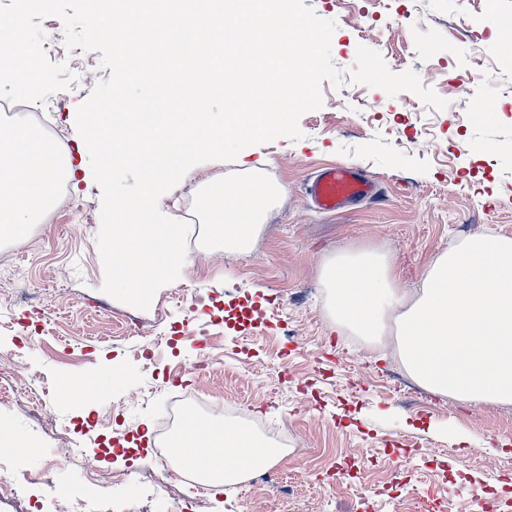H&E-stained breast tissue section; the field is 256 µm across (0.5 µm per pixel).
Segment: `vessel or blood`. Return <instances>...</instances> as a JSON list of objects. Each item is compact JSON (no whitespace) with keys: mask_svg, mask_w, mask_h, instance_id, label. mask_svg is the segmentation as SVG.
Returning a JSON list of instances; mask_svg holds the SVG:
<instances>
[{"mask_svg":"<svg viewBox=\"0 0 512 512\" xmlns=\"http://www.w3.org/2000/svg\"><path fill=\"white\" fill-rule=\"evenodd\" d=\"M377 192L376 181L363 169L349 163L321 168L310 186V195L317 207L332 213L372 198Z\"/></svg>","mask_w":512,"mask_h":512,"instance_id":"vessel-or-blood-1","label":"vessel or blood"}]
</instances>
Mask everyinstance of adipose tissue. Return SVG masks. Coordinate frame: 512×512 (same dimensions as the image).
I'll return each instance as SVG.
<instances>
[{
  "label": "adipose tissue",
  "instance_id": "adipose-tissue-1",
  "mask_svg": "<svg viewBox=\"0 0 512 512\" xmlns=\"http://www.w3.org/2000/svg\"><path fill=\"white\" fill-rule=\"evenodd\" d=\"M69 169L57 149L25 124L0 126V239L23 237L57 199ZM281 189L262 180L227 184L215 195L214 223L225 248L245 251ZM337 323L382 343L393 315L401 366L423 388L466 403L512 405V237L485 234L438 255L414 292L401 288L393 259L374 250H344L320 267ZM249 430L221 420H187L174 451L187 468L219 482L277 458Z\"/></svg>",
  "mask_w": 512,
  "mask_h": 512
}]
</instances>
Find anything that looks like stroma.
Returning a JSON list of instances; mask_svg holds the SVG:
<instances>
[{"label":"stroma","mask_w":512,"mask_h":512,"mask_svg":"<svg viewBox=\"0 0 512 512\" xmlns=\"http://www.w3.org/2000/svg\"><path fill=\"white\" fill-rule=\"evenodd\" d=\"M336 21L334 64L349 70L358 46L380 52L396 73L418 72L447 100L388 96L360 83H323V106L299 120L300 140L243 149L235 160L192 167L162 196L182 214L204 210L214 182L262 176L282 186L250 251L222 245L188 249L178 280L155 301L166 318L102 290L96 243L101 191L85 178L88 149L76 112L98 80L100 52L62 90L30 103L29 122L58 144L74 167L66 194L21 241L0 242V265L22 273L0 280V358L15 363L19 393L42 395L43 420L20 410L5 419L24 444L9 451L45 512L72 498L123 499L134 512H178L156 464V424L171 396L198 394L214 413L225 404L289 429L304 455L268 464L269 480L212 485L198 512H512V405L462 403L420 387L391 348L372 350L327 309L322 262L345 249L389 253L401 287L419 288L431 261L456 242L495 232L512 237V0H304ZM484 28L475 40V28ZM470 79V96L457 92ZM491 118L470 117L473 100ZM329 162L366 169L378 198L325 214L306 184ZM212 362L200 374L199 356ZM94 390L66 396L63 381ZM49 421L68 433L100 470L134 471L122 485L93 480L66 461L67 449L42 436Z\"/></svg>","instance_id":"stroma-1"}]
</instances>
